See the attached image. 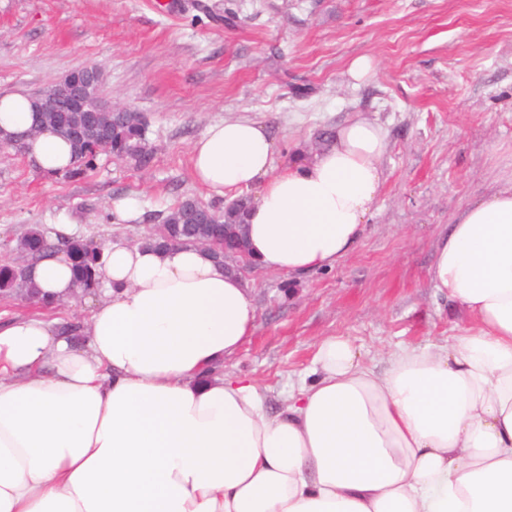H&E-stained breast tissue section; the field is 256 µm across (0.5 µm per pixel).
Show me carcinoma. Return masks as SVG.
I'll return each mask as SVG.
<instances>
[{
  "label": "carcinoma",
  "instance_id": "carcinoma-1",
  "mask_svg": "<svg viewBox=\"0 0 512 512\" xmlns=\"http://www.w3.org/2000/svg\"><path fill=\"white\" fill-rule=\"evenodd\" d=\"M40 120L42 127L56 131L70 143L76 164L66 170V176L72 180L84 178L95 168L98 147L102 144L109 145L115 155L147 162L148 124L134 113L114 117L101 114L76 137L67 131L72 123L70 113L43 112ZM245 208L246 200L241 199L236 209L227 215L210 206L203 209L199 201L186 198L158 215L156 230L144 241L158 249L176 244L210 243L212 253L222 259L224 224L241 223ZM14 250L20 254L22 262L0 265V291L28 301L33 297V287L28 279L27 264L51 250V245L41 228L31 226L24 235L16 238ZM62 250L73 263L79 287L86 292L93 290L96 287L95 270L102 258L101 246L91 239L72 237L62 244Z\"/></svg>",
  "mask_w": 512,
  "mask_h": 512
}]
</instances>
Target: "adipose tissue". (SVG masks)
Listing matches in <instances>:
<instances>
[{
	"label": "adipose tissue",
	"mask_w": 512,
	"mask_h": 512,
	"mask_svg": "<svg viewBox=\"0 0 512 512\" xmlns=\"http://www.w3.org/2000/svg\"><path fill=\"white\" fill-rule=\"evenodd\" d=\"M35 123L30 95L0 96V137L43 173L68 168L70 144ZM387 147L357 116L278 167L266 126L227 119L192 144V177L253 191L248 259L300 276L361 242ZM28 276L47 301L77 291L61 254ZM97 280L85 346L43 317L0 322V512H512V185L438 242L428 281L464 318L455 335L379 370L323 337L276 412L222 371L256 309L208 250L111 242Z\"/></svg>",
	"instance_id": "ef3b65f1"
}]
</instances>
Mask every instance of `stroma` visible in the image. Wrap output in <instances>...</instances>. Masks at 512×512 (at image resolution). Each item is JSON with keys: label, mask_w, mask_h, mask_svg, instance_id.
<instances>
[{"label": "stroma", "mask_w": 512, "mask_h": 512, "mask_svg": "<svg viewBox=\"0 0 512 512\" xmlns=\"http://www.w3.org/2000/svg\"><path fill=\"white\" fill-rule=\"evenodd\" d=\"M363 55L377 67L356 83L348 68ZM94 64L103 96L145 117L150 160L102 153L73 181L0 148L1 258L62 212L79 237L133 245L178 201L223 207L191 175V145L214 122L263 123L284 165L361 115L389 141L362 243L302 278L244 269L255 325L224 372L277 407L322 337L370 355L448 336L460 315L428 284L437 243L466 206L512 184V0H0L1 93ZM125 196L139 219L110 222Z\"/></svg>", "instance_id": "stroma-1"}]
</instances>
